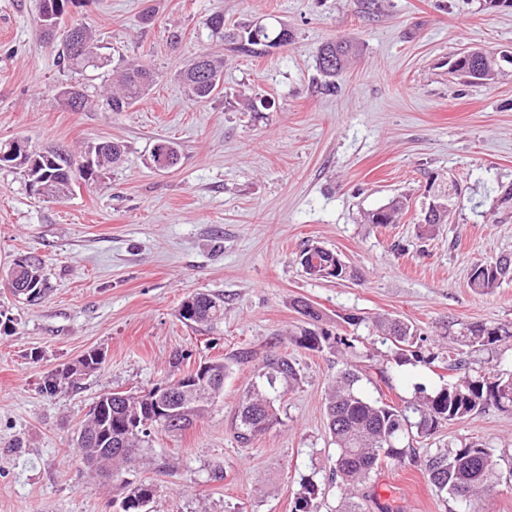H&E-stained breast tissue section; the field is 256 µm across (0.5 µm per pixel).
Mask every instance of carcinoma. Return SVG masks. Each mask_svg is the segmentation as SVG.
<instances>
[{"mask_svg": "<svg viewBox=\"0 0 512 512\" xmlns=\"http://www.w3.org/2000/svg\"><path fill=\"white\" fill-rule=\"evenodd\" d=\"M79 3L80 0H40L39 16L47 19L58 11L68 14L70 7ZM205 26L211 36L224 41L230 50L244 54H266L293 40L292 33L282 25H270L267 32L260 36L255 34L249 24L228 29L224 26V14L220 12L211 14ZM77 31L78 38L70 37L63 41L53 38L50 31L44 33L45 39L56 51L58 64L75 73L108 66V57H100L92 62L79 48L81 44L95 45L96 37L92 30L79 26ZM351 53V44L341 40L328 42L318 49L316 63L325 78L326 90L336 89L335 79L346 68ZM198 57L204 59L203 67L190 61L183 71L182 80L192 100L205 102L215 94L223 81L224 60L208 53H200ZM501 66L512 67V57L497 64L493 53L473 49L451 58L448 71L461 78L490 85L505 76V72L499 70ZM154 75L152 65L147 62L138 61L125 66L117 75L118 89L106 94L103 100L104 111L123 112L141 101L151 90ZM85 153L92 156V161L79 167L74 156L57 148L45 147L31 153L28 161L14 166V169L20 171L28 182L33 177L41 179V185L45 187L42 197L61 199L80 178L91 184L98 182L104 170L121 160L124 146L104 141L87 147ZM161 159L167 161L169 167H174L179 161L177 144L167 139L157 140L152 147L150 160L156 164ZM457 194L458 189L455 188L438 205L424 211L420 223H447L452 200ZM406 209L407 202L395 198L368 213L366 221L369 224H394ZM311 252L324 261H336L339 271L335 278H342L344 267L338 254L321 247H309L302 251L301 256ZM15 275L31 284L30 292L33 293L31 297L21 294L20 299L33 304L47 294L48 282L42 264L28 269L19 261H14L5 274L10 289L13 288ZM506 280H512V256L473 264L468 284L475 292L487 294ZM291 304L303 317L302 324L289 336L292 344L316 353L327 351L347 354L352 358L360 357L356 346L347 337L322 327L323 314L319 309L299 298L292 300ZM178 313L185 322L211 328L224 319V297L204 292L192 294L181 302ZM375 328L384 340L391 341L394 346L388 361L394 362L395 366L421 362L431 364L437 360V356L424 354L417 345L413 326L398 320L379 319ZM509 338H512V328L507 326L471 324L463 328L457 343L493 350ZM255 356L252 350L240 349L225 359L211 360L209 380L194 386L189 393L194 406L191 417L167 427L157 425L152 431L181 433L189 428L214 404L224 388V377L230 366L248 363ZM101 365L102 361L95 359L90 351L72 362L69 375L54 370L49 372L40 385V392L53 397L64 389H77L81 381L96 373ZM446 369L461 370L463 375L434 394L421 396L420 402L413 407L418 420L412 422L407 410L383 399L382 386H390L387 370L377 368L370 373L352 363L346 364L325 396L328 429L332 443L336 445L333 474L339 479L343 490L336 512H363V505L358 501V488L370 481L383 463L404 462L413 450L414 435L427 436L444 423L466 419L490 405L501 411L512 412V374L493 375L475 369L462 351L448 360ZM363 381L373 386L378 397L370 396L361 387ZM300 382L299 370L288 354L263 358L255 380L251 382L232 418L237 441L248 445L279 423L275 407L277 397L296 388ZM153 395L154 390L151 389L141 395L134 394L115 405L112 403V393H102L95 402L100 413L88 415L77 439V449L85 462L105 470L112 482L118 484L120 512H146L142 505L151 502L155 495L153 485L128 479L129 473L146 464L145 449L150 447L151 434L126 429V422L148 417ZM420 466L443 502L452 499L467 503L480 495H486L499 481L494 449L483 443H467L456 449L433 448L427 452ZM301 488L294 512H318V482L311 476L303 480Z\"/></svg>", "mask_w": 512, "mask_h": 512, "instance_id": "obj_1", "label": "carcinoma"}]
</instances>
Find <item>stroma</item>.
I'll return each mask as SVG.
<instances>
[{
    "label": "stroma",
    "instance_id": "35a3bbf8",
    "mask_svg": "<svg viewBox=\"0 0 512 512\" xmlns=\"http://www.w3.org/2000/svg\"><path fill=\"white\" fill-rule=\"evenodd\" d=\"M40 0H0V143L69 151L105 140L125 146L102 184L78 181L62 200L33 195L17 170L0 169V271L33 253L50 291L30 304L0 288V512H116L118 494L84 463L75 438L97 397L148 390L180 370L249 348L265 354L302 320V298L326 327L357 337L367 320L414 325L436 351L470 324H512V281L488 294L468 285L472 264L512 255V76L462 84L448 60L468 48L512 52V8L486 0H85L70 21L92 29L113 63L151 62L147 98L123 112L96 101L111 71L82 81L94 104L74 112L55 98L73 75L56 63L38 28ZM151 20H144L145 12ZM230 24L279 21L288 47L259 57L226 49L203 27L214 12ZM344 37L358 47L325 92L318 47ZM224 59V89L192 101L181 73L199 51ZM177 143L179 164L150 163L156 140ZM456 182L447 223L421 235L422 208ZM403 196L397 224L365 216ZM337 253L351 275L306 274L304 248ZM197 292L224 297V319L198 331L178 317ZM358 325H351V318ZM101 369L80 389L40 393L47 372L87 351ZM182 353L181 368L170 360ZM287 352L302 381L277 404L280 424L250 445L231 430L257 365L232 366L209 412L177 436H152L138 477L156 488L151 512H292L300 480L315 475L321 512L340 496L330 481L335 447L324 398L344 368L337 353ZM388 401L435 392L441 362L391 367ZM480 441L512 471V413L496 407L417 438L418 449ZM224 476L215 480L214 469ZM366 512H512V483L470 503L441 505L413 461L382 466L363 488Z\"/></svg>",
    "mask_w": 512,
    "mask_h": 512
}]
</instances>
